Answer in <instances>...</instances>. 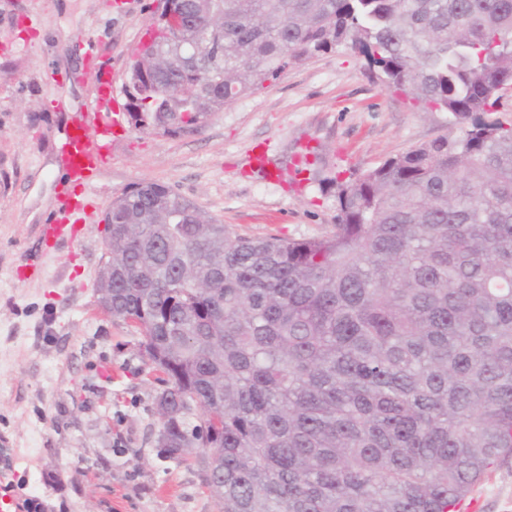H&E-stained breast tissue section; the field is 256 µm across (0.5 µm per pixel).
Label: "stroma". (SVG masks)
Returning <instances> with one entry per match:
<instances>
[{
    "mask_svg": "<svg viewBox=\"0 0 512 512\" xmlns=\"http://www.w3.org/2000/svg\"><path fill=\"white\" fill-rule=\"evenodd\" d=\"M160 0L129 15L113 0H0V500L7 512H220L195 464L157 443L158 390L139 329L100 307L104 213L135 184L157 182L247 237L333 231L337 186L448 133L339 47L289 65L254 93L176 137L127 124L109 163L74 193L97 201L78 243L58 245L42 280L15 269L41 249L39 227L64 188L61 145L72 118L100 96V57L127 74ZM264 144L267 181L248 162ZM314 156L305 182L293 164ZM479 512H512V456L470 493Z\"/></svg>",
    "mask_w": 512,
    "mask_h": 512,
    "instance_id": "stroma-1",
    "label": "stroma"
}]
</instances>
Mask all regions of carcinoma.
I'll list each match as a JSON object with an SVG mask.
<instances>
[{
	"mask_svg": "<svg viewBox=\"0 0 512 512\" xmlns=\"http://www.w3.org/2000/svg\"><path fill=\"white\" fill-rule=\"evenodd\" d=\"M171 3L133 54L134 126L186 133L346 46L469 123L340 186L325 236L249 238L142 182L104 214L115 320L168 395L163 450L221 512H454L512 453V0ZM201 411L198 423L189 417Z\"/></svg>",
	"mask_w": 512,
	"mask_h": 512,
	"instance_id": "cac0c4a2",
	"label": "carcinoma"
}]
</instances>
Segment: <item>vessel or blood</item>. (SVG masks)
Masks as SVG:
<instances>
[{
  "label": "vessel or blood",
  "instance_id": "obj_1",
  "mask_svg": "<svg viewBox=\"0 0 512 512\" xmlns=\"http://www.w3.org/2000/svg\"><path fill=\"white\" fill-rule=\"evenodd\" d=\"M104 117L109 118L110 128H124L126 114L117 98L101 97L88 106L83 115L75 117L67 128L62 150L68 185H88L107 163L108 147L92 133L93 121ZM94 210L95 205L90 199L66 196L58 214L39 227L44 254H51L62 241H76L83 231L82 220Z\"/></svg>",
  "mask_w": 512,
  "mask_h": 512
}]
</instances>
